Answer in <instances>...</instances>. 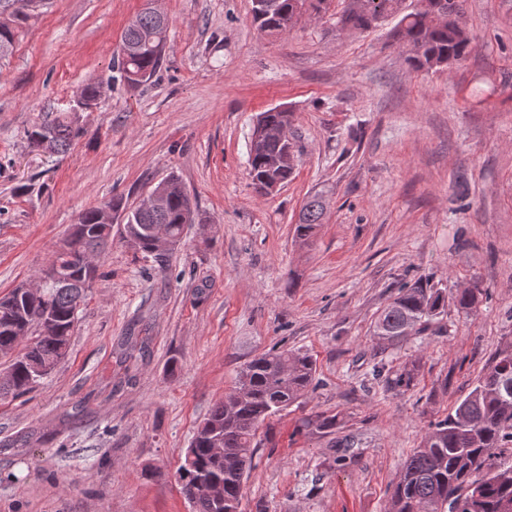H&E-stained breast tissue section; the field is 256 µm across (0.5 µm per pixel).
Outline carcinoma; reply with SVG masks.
I'll list each match as a JSON object with an SVG mask.
<instances>
[{
  "mask_svg": "<svg viewBox=\"0 0 512 512\" xmlns=\"http://www.w3.org/2000/svg\"><path fill=\"white\" fill-rule=\"evenodd\" d=\"M43 0H0V60L14 51L19 28ZM325 0H271V9L253 14L258 29L280 35L296 24L295 13L305 7L315 13ZM383 18L400 15L393 36L410 47L406 63L415 70H444L469 57L474 49L466 29L455 22L442 24L414 10L402 13V0H348L337 23L361 30L370 28L368 13ZM169 20L163 14L141 12L126 27L116 60L112 84L136 88L150 80L165 57ZM102 83L89 81L78 93L86 104H97ZM78 109L61 113L27 131L29 146L52 155L67 153L83 134L76 118ZM274 126H291V112L271 108L263 112ZM291 140H261L250 143L252 185L267 180L285 185L294 167H282ZM154 192L166 200L158 211L132 210L112 200L86 209L58 252L55 264L68 279L49 285L36 294L10 291L0 297V360L7 374L0 377V398L30 392L66 357L75 322L86 293L97 273L96 259L112 240V225L104 209L124 212L122 238L131 247L156 262H164L153 233L156 226L182 242L185 227L197 213L182 181L171 173ZM323 214L321 197L315 195L302 208L294 231L297 238L311 236ZM482 289L475 284L455 295L465 310L477 307ZM445 306L443 292L418 282L391 299L373 323V336L400 344L410 331L424 328ZM316 364L303 351H269L255 356L236 376L235 386L217 402L196 429L187 451L191 463H182L178 479L194 512H240L242 484L258 446L257 431L265 422L297 402L313 384ZM512 383V351L496 356L453 413L438 422L419 448L408 458L395 484L390 512H512V392L502 389ZM339 425L335 412L317 413L302 423L310 434H331ZM216 482L224 488V501L202 494V487Z\"/></svg>",
  "mask_w": 512,
  "mask_h": 512,
  "instance_id": "obj_1",
  "label": "carcinoma"
}]
</instances>
